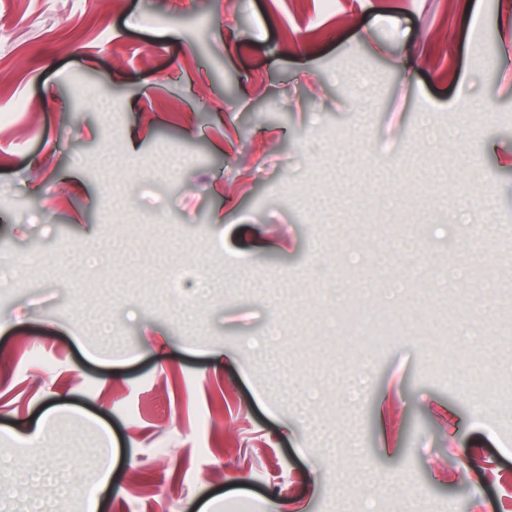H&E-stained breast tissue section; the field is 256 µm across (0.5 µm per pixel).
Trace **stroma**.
<instances>
[{
	"label": "stroma",
	"instance_id": "35a3bbf8",
	"mask_svg": "<svg viewBox=\"0 0 512 512\" xmlns=\"http://www.w3.org/2000/svg\"><path fill=\"white\" fill-rule=\"evenodd\" d=\"M450 2L0 0V512L100 422V512H512V0ZM382 314L384 313L362 309L352 326H349L346 323L344 324L341 335L345 336V340L349 342L358 340L367 341L368 336H373L375 340L382 339L384 336H374V333L379 326ZM384 315L388 318L386 314Z\"/></svg>",
	"mask_w": 512,
	"mask_h": 512
}]
</instances>
